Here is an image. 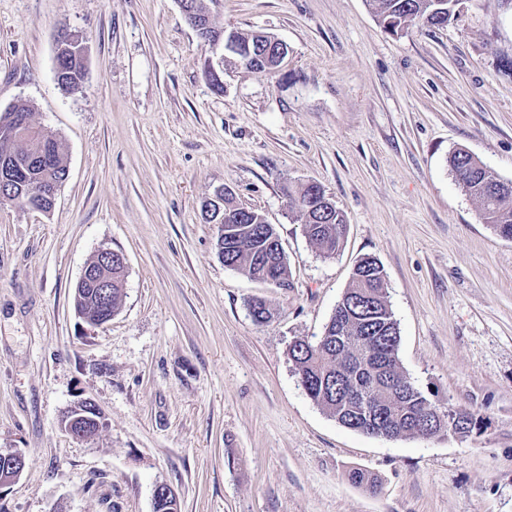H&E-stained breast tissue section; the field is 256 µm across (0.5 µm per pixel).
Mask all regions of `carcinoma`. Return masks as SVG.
<instances>
[{
  "label": "carcinoma",
  "mask_w": 512,
  "mask_h": 512,
  "mask_svg": "<svg viewBox=\"0 0 512 512\" xmlns=\"http://www.w3.org/2000/svg\"><path fill=\"white\" fill-rule=\"evenodd\" d=\"M381 29L391 35L412 22L440 28L456 16L455 0H369ZM243 49L263 62L273 58L275 50L254 32L235 33ZM56 77L71 87L84 75L83 53L68 47L56 55ZM32 109L25 103L13 106L0 116V139L13 129V115L29 123L27 133L8 141L10 153L3 159L0 151V195L18 200L22 205L50 206L38 195L45 186L61 185L68 170L54 135L32 124ZM454 174L463 179V188L481 206V219L498 235L512 240V189L505 187L486 166L471 153L460 149L450 157ZM315 197L312 187L302 188L289 196L291 207L303 219L308 239L325 255L335 254L347 230L345 214L339 210L326 213L310 208ZM235 210L240 220L231 227L219 229L217 248L223 250L224 265L254 280L290 287L288 261L281 251L272 262L265 260L269 242L278 238L273 225L259 221L261 213L237 209L231 191H224L220 201L205 202L207 222L216 224L219 210ZM125 272L112 268V310L119 308ZM93 288H75V309L86 317L100 315L93 300ZM249 312L257 324L270 321L272 313L262 300H253ZM399 328L386 300L384 269L378 259L365 255L352 273L351 283L336 305L321 335L312 339L298 338L288 355L299 382L308 394L339 424L362 433L373 422H379L391 437L424 434L435 436L452 433L468 436L480 429L474 414L448 409L443 415L430 412L432 402L400 370L398 364Z\"/></svg>",
  "instance_id": "1"
}]
</instances>
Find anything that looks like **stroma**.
<instances>
[{"label":"stroma","mask_w":512,"mask_h":512,"mask_svg":"<svg viewBox=\"0 0 512 512\" xmlns=\"http://www.w3.org/2000/svg\"><path fill=\"white\" fill-rule=\"evenodd\" d=\"M205 4L216 28L286 43V64L226 56L219 92L178 0H0V114L28 104L68 168L50 212L0 203V453L26 458L0 512H153L159 483L178 512H512V240L449 166L463 148L512 181V0H463L447 26L396 36L368 0ZM64 29L84 47L71 89ZM310 182L347 218L330 257L289 205ZM224 186L274 225L291 288L218 258L201 207ZM102 248L127 276L91 328L74 289ZM366 254L402 370L480 431L363 434L299 384L290 344L321 334ZM85 398L104 424L77 439L60 421ZM83 53L68 47L56 55L55 72L59 83L71 87L78 84L84 75Z\"/></svg>","instance_id":"obj_1"}]
</instances>
